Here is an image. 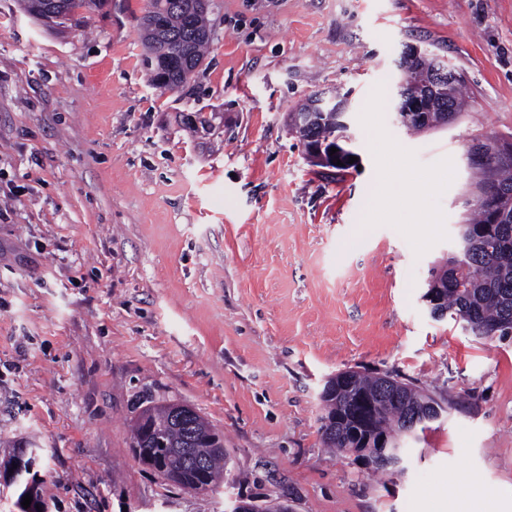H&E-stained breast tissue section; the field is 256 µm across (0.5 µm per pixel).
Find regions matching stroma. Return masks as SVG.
Returning a JSON list of instances; mask_svg holds the SVG:
<instances>
[{
    "label": "stroma",
    "mask_w": 512,
    "mask_h": 512,
    "mask_svg": "<svg viewBox=\"0 0 512 512\" xmlns=\"http://www.w3.org/2000/svg\"><path fill=\"white\" fill-rule=\"evenodd\" d=\"M147 3L50 29L0 0V468L37 449L47 512H512V337L422 300L472 211L471 140L512 141V0H212L209 51L172 91L143 63ZM408 45L465 78L447 126L395 120ZM328 91L351 102L342 171L289 127ZM390 169L424 181L416 202L396 187L375 207ZM344 370L446 405L403 469L325 447L320 392ZM151 400L223 434L226 483L191 492L138 462ZM458 473L465 504L440 490Z\"/></svg>",
    "instance_id": "35a3bbf8"
}]
</instances>
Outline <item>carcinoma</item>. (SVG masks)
Here are the masks:
<instances>
[{
  "instance_id": "obj_1",
  "label": "carcinoma",
  "mask_w": 512,
  "mask_h": 512,
  "mask_svg": "<svg viewBox=\"0 0 512 512\" xmlns=\"http://www.w3.org/2000/svg\"><path fill=\"white\" fill-rule=\"evenodd\" d=\"M105 3L65 0L66 12L54 24L66 23L79 8L91 10ZM209 14V5L203 0H148L140 18V37L145 63L157 88L174 90L182 85L183 66H201L214 37ZM417 67L418 77L406 85L409 97L421 95L422 81L432 72L429 59L420 61ZM465 106L462 82L457 79L448 86L446 97L433 100L431 109L420 113V120L408 129L419 132L425 127L437 128L442 108L458 114ZM336 132L335 113H320L314 131L317 139L331 140ZM477 168L482 172L478 185L495 190V194L487 204L474 201L472 217L462 225V231L470 236L468 251L432 268V277L441 301L439 307L448 310L449 316H468L470 332L475 336L484 338L489 329L496 328L502 338L512 336V261L505 262L501 257L502 250H512V154L494 156ZM360 396L378 408L369 433L391 436L396 453L406 452V445L401 443L405 431H412L413 439H419L431 429L427 416L444 411L433 396L412 383L405 384L397 396L389 397L379 378L361 373L348 383L331 384L321 395L320 431L326 447L338 453L351 447L349 433L357 410L355 400ZM137 436L143 437L142 458L161 460L156 474L165 481L188 489L198 480L199 467L213 490L226 476L228 456L219 446L224 437L202 418L178 422L171 419V405L148 406L140 411L132 427L131 437ZM24 474L26 478L13 483L21 512H27L21 502L31 488L35 490V504L43 505L37 473L26 467Z\"/></svg>"
}]
</instances>
